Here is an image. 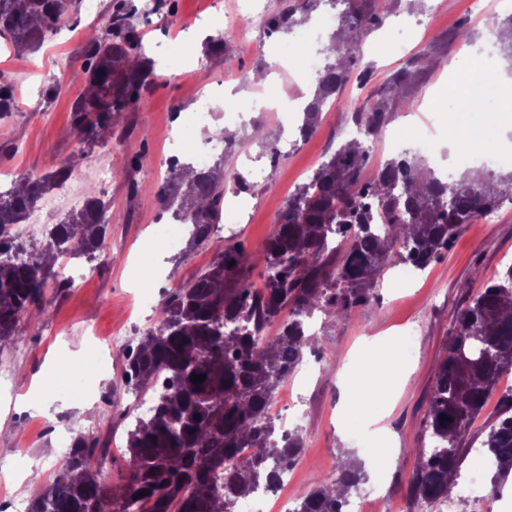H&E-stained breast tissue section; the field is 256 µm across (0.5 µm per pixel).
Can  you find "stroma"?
<instances>
[{
  "label": "stroma",
  "instance_id": "obj_1",
  "mask_svg": "<svg viewBox=\"0 0 512 512\" xmlns=\"http://www.w3.org/2000/svg\"><path fill=\"white\" fill-rule=\"evenodd\" d=\"M99 17L84 8L72 12L66 25L49 34L33 51L0 53V82L12 86L15 107L0 117V176H36L77 158L78 165L66 186L56 191L58 223L77 197L96 192L110 201L106 233L112 265L97 272L90 261L61 268L63 276L79 278L78 286L60 291L47 286L40 304L46 315L30 312L19 324L20 341L0 351V502L26 498V485L16 466L18 457L37 469L42 484L57 476L59 453L47 426H67L71 436L112 437L113 479L125 473L123 447L127 429L137 416L123 379L124 350L112 351L109 366L83 374L86 400L72 398L51 385L74 365L83 362L92 342L123 332L129 345L153 325L155 306L144 301L145 291L163 295L170 283L190 279L203 270L224 244H241L248 254L261 251L272 224L288 205L289 197L307 181L318 165L340 144L348 141L353 112L384 91L391 75L413 56H421L419 40H426L432 57H421L420 72L408 88L404 103L396 108L392 124L404 137L430 140L449 180L462 171L448 145V115L444 107L453 95L454 80L465 70L460 53L465 43H495L490 24L512 13V0H485V13L471 14L469 0H442L430 26L417 0H384V27L370 31L360 46L357 63L339 95L329 100L313 135L301 147L281 152L277 164L258 167L262 151L252 140V124L260 122L269 142H276L281 123L265 109L266 99L252 76L271 74L279 90L294 101L309 97L314 87L291 74L295 61L290 46H271L262 18L277 10L278 0H260L258 15L245 21V36L226 37L224 50L207 51L200 28L206 22L222 25L237 0H174L177 25L165 15L141 12L134 24L142 37L143 52L153 68L148 90L136 108L113 119L115 134L107 145L82 139L72 127V107L85 91L83 67L88 34L101 31L102 14L110 0H97ZM473 37H459L460 27ZM180 40L190 63H173V40ZM447 61V69L433 65ZM68 63L71 78L60 81L59 60ZM480 67L481 108L463 114L475 133L512 146V130L486 124L487 111L506 105L503 85L512 80V66L499 51L486 55ZM219 90L224 109L211 115L212 128L224 127L225 112L237 101H254L249 120L234 123L236 146L224 158L227 168L243 174L252 189L249 206L239 216L223 215L227 228L206 244L184 248L171 256L154 243L159 214L156 187L165 175L163 162L174 154L179 124L199 109L197 90ZM136 167H128L131 157ZM113 173L111 185H101L100 169ZM512 263V203H503L494 224L464 225L448 251L415 281H398L383 275L369 301L339 320L316 314L314 330L319 341L316 371H296L290 376L288 396L297 400L304 450L295 462L288 492L302 496L313 479L330 478L338 462L355 457L365 470L363 488L380 486L381 470L371 463L370 449L390 448V470L413 475L419 451L432 442L424 421L435 372L456 333L457 319L483 284ZM418 331L413 350H406L403 328ZM411 378H404L405 370ZM371 372L379 387L359 394L352 376Z\"/></svg>",
  "mask_w": 512,
  "mask_h": 512
}]
</instances>
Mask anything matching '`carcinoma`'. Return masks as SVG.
<instances>
[{
  "mask_svg": "<svg viewBox=\"0 0 512 512\" xmlns=\"http://www.w3.org/2000/svg\"><path fill=\"white\" fill-rule=\"evenodd\" d=\"M345 5L333 34L336 56L327 63L303 111L300 130L309 136L327 101L348 81L349 64L363 32L383 16L369 0ZM323 0H280L265 22L269 34L288 33L308 20ZM77 0H0V38L15 48L36 47L46 32L65 24ZM129 0H112L104 34L87 46L86 92L73 108L76 129L103 141L112 137V114L137 104L150 70ZM418 60L394 74L384 94L354 113L363 139L339 146L288 206L263 245V287L251 285L256 263L240 245L220 249L202 274L164 292L153 327L128 348L127 386L150 391L153 405L139 415L125 438V471L113 486L102 475L95 441L74 439L58 474L30 502L29 512H237L240 498L274 488L303 451L301 431L282 433L268 415L278 385L312 347L306 319L321 312L342 318L366 303L389 264L425 270L448 250L460 227L485 211L512 202V172L496 183L463 173L453 185L424 177L413 158L386 162L367 181L365 141L381 134L396 104L405 98ZM77 160L43 177L19 176L0 193V351L21 339L19 321L39 303L48 282L60 290L69 280L54 270L76 250L90 257L105 247L109 203L88 197L48 233L41 248L27 250L12 234L30 209L73 175ZM224 174L181 166L157 190L161 214L192 226L190 240H211L224 207ZM389 222L375 223L376 210ZM279 322L269 338L266 328ZM512 367V264L486 284L459 317L448 354L435 373L425 418L431 450L419 458L413 481L426 502L448 498L460 464V437ZM202 375L195 384L191 375ZM447 420L442 421L440 417ZM481 442L498 462L502 482L512 468V394L483 431ZM238 448L255 455L230 465ZM364 474L340 466L336 481L313 482L297 512H342L347 495ZM149 494L137 497L141 491Z\"/></svg>",
  "mask_w": 512,
  "mask_h": 512,
  "instance_id": "obj_1",
  "label": "carcinoma"
}]
</instances>
